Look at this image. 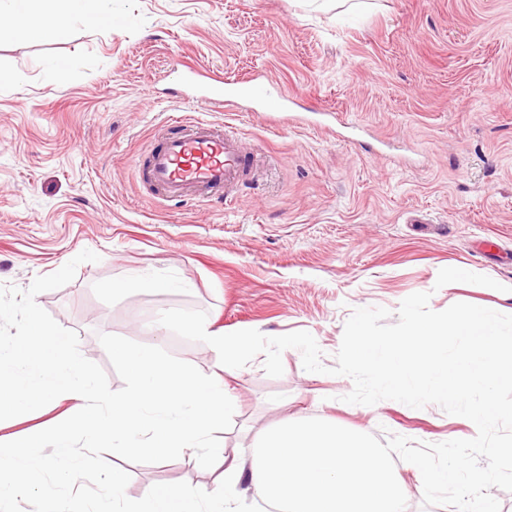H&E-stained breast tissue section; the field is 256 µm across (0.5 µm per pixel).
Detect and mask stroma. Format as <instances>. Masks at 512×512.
Segmentation results:
<instances>
[{
    "instance_id": "stroma-1",
    "label": "stroma",
    "mask_w": 512,
    "mask_h": 512,
    "mask_svg": "<svg viewBox=\"0 0 512 512\" xmlns=\"http://www.w3.org/2000/svg\"><path fill=\"white\" fill-rule=\"evenodd\" d=\"M111 25L71 21L48 41L0 40V284L28 288L82 250L73 281L36 303L75 331L112 389L122 380L98 336L152 344L172 308L205 311L214 328L267 336L306 331L336 364L354 309L430 293L442 311L466 302L512 315V0H363L319 9L304 0H111ZM57 60L65 82L45 72ZM178 61L211 74L272 76L299 100L298 123L272 124L252 103L225 112L178 101L166 71ZM190 114L238 133L262 167L236 195L204 204L149 202L134 158L166 122ZM492 240L494 249L478 244ZM454 267L504 285L437 286ZM165 272L185 287L130 298L114 281ZM284 373L263 357L227 380L238 412L221 446L252 459L256 433L284 415L329 416L379 440L470 439L474 430L435 404L345 403L349 377ZM55 400L0 421V442L71 416ZM108 462L145 487H212L194 452L167 464Z\"/></svg>"
}]
</instances>
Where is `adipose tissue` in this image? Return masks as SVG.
Masks as SVG:
<instances>
[{"label": "adipose tissue", "mask_w": 512, "mask_h": 512, "mask_svg": "<svg viewBox=\"0 0 512 512\" xmlns=\"http://www.w3.org/2000/svg\"><path fill=\"white\" fill-rule=\"evenodd\" d=\"M0 0V18L9 36L42 41L53 38L67 20L99 24L110 18L107 0ZM219 481L209 489L155 487L134 500L125 480L113 471L111 496L97 512H239L238 489L275 504L278 512H407L408 489L389 449L343 428L335 420L283 419L266 431L251 464L216 453Z\"/></svg>", "instance_id": "1"}]
</instances>
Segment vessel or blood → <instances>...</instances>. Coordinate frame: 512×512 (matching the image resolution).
Listing matches in <instances>:
<instances>
[{"label": "vessel or blood", "mask_w": 512, "mask_h": 512, "mask_svg": "<svg viewBox=\"0 0 512 512\" xmlns=\"http://www.w3.org/2000/svg\"><path fill=\"white\" fill-rule=\"evenodd\" d=\"M172 81L190 89L189 101L235 106L244 100L264 102L269 121L280 122L294 99L268 77L251 80H208L206 73L185 63L172 64ZM163 131L146 148L139 166L143 181L152 186L155 202L174 206L188 199L207 202L212 193L239 188L257 167L258 157L245 151L238 139L215 124L189 116Z\"/></svg>", "instance_id": "b4317fda"}]
</instances>
